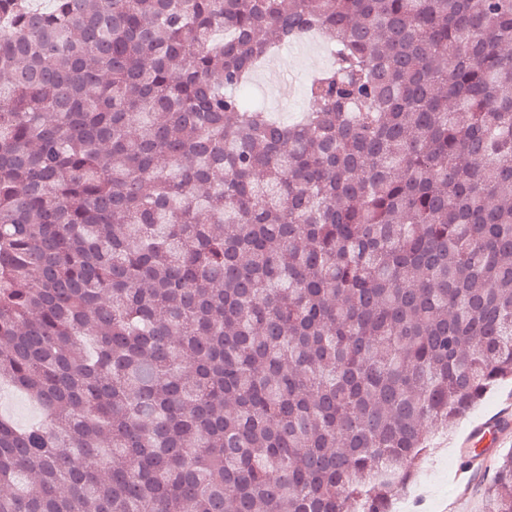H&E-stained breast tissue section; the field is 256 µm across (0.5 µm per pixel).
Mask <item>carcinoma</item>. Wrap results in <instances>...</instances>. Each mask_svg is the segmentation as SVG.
<instances>
[{
	"label": "carcinoma",
	"mask_w": 512,
	"mask_h": 512,
	"mask_svg": "<svg viewBox=\"0 0 512 512\" xmlns=\"http://www.w3.org/2000/svg\"><path fill=\"white\" fill-rule=\"evenodd\" d=\"M0 0V512H392L512 379V0ZM332 63L291 120L282 47ZM512 512V450L484 485ZM311 39L315 40L308 45ZM329 43L328 37L313 35L279 51L252 77L254 94L275 114L291 119L305 105L303 88L308 78L329 62ZM288 83L293 85L291 91L285 87ZM0 414L10 417L20 426L40 419L38 408L20 392L3 386L0 389Z\"/></svg>",
	"instance_id": "obj_1"
}]
</instances>
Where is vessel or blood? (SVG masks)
Instances as JSON below:
<instances>
[{"mask_svg":"<svg viewBox=\"0 0 512 512\" xmlns=\"http://www.w3.org/2000/svg\"><path fill=\"white\" fill-rule=\"evenodd\" d=\"M512 437V408L504 407L492 417L471 424L460 443L457 481L468 482L470 475L482 472L494 448Z\"/></svg>","mask_w":512,"mask_h":512,"instance_id":"obj_1","label":"vessel or blood"}]
</instances>
